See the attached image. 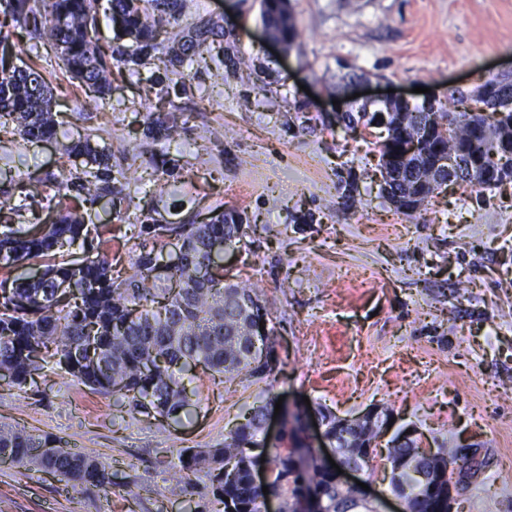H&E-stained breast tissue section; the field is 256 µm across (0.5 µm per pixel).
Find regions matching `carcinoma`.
<instances>
[{
    "instance_id": "carcinoma-1",
    "label": "carcinoma",
    "mask_w": 512,
    "mask_h": 512,
    "mask_svg": "<svg viewBox=\"0 0 512 512\" xmlns=\"http://www.w3.org/2000/svg\"><path fill=\"white\" fill-rule=\"evenodd\" d=\"M104 14L117 25L120 37L135 44L126 61L141 65L157 49L154 12L172 10L176 0H106ZM100 0H0V28L11 23L31 40L48 41L56 50L78 86L107 104L111 92L112 48H103L95 38ZM261 19L268 35L284 43L296 32L288 0H262ZM205 32L194 30L180 50L167 51L165 67L178 73L188 52L204 41ZM55 101L41 68L13 63L8 36L0 37V126L10 120L26 142L37 143L55 135ZM397 116L388 123L391 146L410 138L417 150L399 162L400 177L391 185V196L410 198L422 193L424 184L440 188L460 182L481 192L492 188L469 162L483 168H512V154L500 151L497 136L504 120L495 112L443 109L437 118L446 123L448 137L424 139L431 121L427 107L392 108ZM466 147L460 155L456 145ZM457 160L450 171L434 168L436 147ZM71 162L66 184L42 181L45 199L54 203L55 217L44 224L32 223L28 232L12 224H0V269L8 273L27 260H44L36 277L20 273L0 280V371L10 383L21 386L52 361L77 383L102 395H115L129 411L147 418L176 421L190 406L182 373L192 365L220 375L262 376L269 362L255 364L269 348V336L244 335L248 317L238 300L254 298L252 290L238 283H224V246L241 242L232 213H219L204 224H159L146 213L134 216L139 235L152 240L174 238L186 247L173 265L164 288L149 282L159 254L143 250L136 258L138 273L119 279L112 275L101 231L90 232L80 212L101 199L120 193L112 176L111 156L79 137L64 146ZM35 194L19 181L11 197L0 202L14 219L33 213ZM266 407L247 410L244 422L224 436V446L179 455L180 477L189 484L190 473L199 465L212 472V494L237 512H261L266 495L284 491L282 478L293 473L289 456L279 449L270 454L274 479L268 493L253 482L249 453L264 447L262 422ZM339 438V462L368 466L367 449L346 448ZM0 463L36 467L78 486L103 490L112 484L109 472L92 452H72L62 439L47 433L0 426ZM301 484L289 488L296 498L307 484L323 490L331 504L344 512L362 507L373 512L349 490H341L332 474L311 466L299 475ZM447 480L436 491L423 489L419 479L406 473L392 483V490L411 501L414 512H431L445 500Z\"/></svg>"
}]
</instances>
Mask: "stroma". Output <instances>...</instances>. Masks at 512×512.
I'll use <instances>...</instances> for the list:
<instances>
[{"instance_id":"35a3bbf8","label":"stroma","mask_w":512,"mask_h":512,"mask_svg":"<svg viewBox=\"0 0 512 512\" xmlns=\"http://www.w3.org/2000/svg\"><path fill=\"white\" fill-rule=\"evenodd\" d=\"M297 37L269 40L260 0H177L147 64L115 61L107 103L77 94L49 44L16 37L40 59L55 96L57 133L24 143L0 129V202L14 182L63 181L62 146L78 137L123 171L122 201L100 203L112 227L114 270L132 274L138 228L236 212L243 243L224 272L257 284L273 326L270 370L228 379L196 370L181 423L128 412L115 396L55 368L16 386L0 380V423L95 451L107 490L0 463V512H224L208 468L173 477L182 449L216 448L246 408L274 395L291 410L353 416L378 405L390 433L412 429L424 448H454L472 468L451 512H512V181L483 192L451 183L412 215L381 194L385 127L345 128L354 93L388 89L422 105L512 72V0H290ZM212 28L180 74L163 58L176 34ZM325 97L315 107L313 97ZM184 112L156 139L146 113ZM385 447L374 448L375 512H407L393 494Z\"/></svg>"}]
</instances>
